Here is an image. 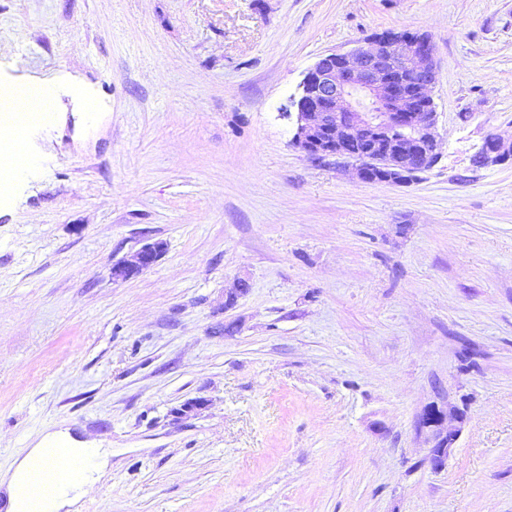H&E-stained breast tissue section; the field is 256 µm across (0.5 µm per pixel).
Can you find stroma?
I'll use <instances>...</instances> for the list:
<instances>
[{
	"label": "stroma",
	"instance_id": "1",
	"mask_svg": "<svg viewBox=\"0 0 512 512\" xmlns=\"http://www.w3.org/2000/svg\"><path fill=\"white\" fill-rule=\"evenodd\" d=\"M401 28L438 163L295 148L308 68ZM0 86L58 102L0 198V477L62 431L106 459L74 512H512V164L471 163L512 139V0H0ZM512 161V142H505L495 135L484 138L479 149L472 156V162L479 168L501 165ZM163 250L162 242L144 244L130 259H124L113 266V278L127 280L131 276L149 269L160 258ZM434 412L426 420L419 423V432L425 434L430 451L428 461L435 470L445 467L448 456L453 450L461 430L462 419L448 412V408L438 403H432Z\"/></svg>",
	"mask_w": 512,
	"mask_h": 512
}]
</instances>
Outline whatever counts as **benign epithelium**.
<instances>
[{
  "mask_svg": "<svg viewBox=\"0 0 512 512\" xmlns=\"http://www.w3.org/2000/svg\"><path fill=\"white\" fill-rule=\"evenodd\" d=\"M438 80L435 45L424 33L409 29L375 33L344 52L321 56L306 72L298 94L292 144L315 160L334 157L357 163L366 182L407 183L440 157L437 112L429 94ZM361 142L365 150L349 152ZM512 161V142L484 138L472 156L479 168ZM164 250L161 242L143 245L113 266L116 280L152 267ZM420 421L435 470L445 467L461 430L462 419L444 405L433 404Z\"/></svg>",
  "mask_w": 512,
  "mask_h": 512,
  "instance_id": "7a95c632",
  "label": "benign epithelium"
}]
</instances>
